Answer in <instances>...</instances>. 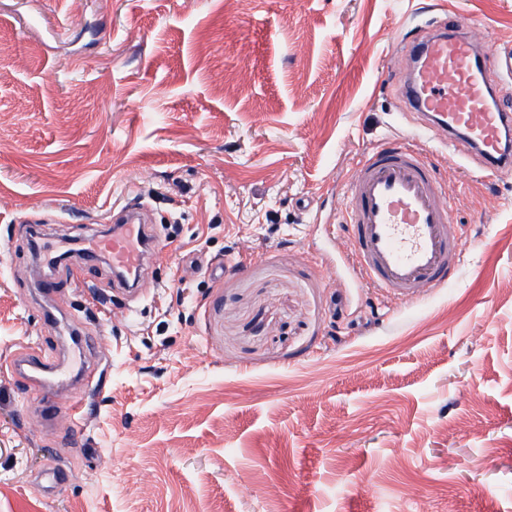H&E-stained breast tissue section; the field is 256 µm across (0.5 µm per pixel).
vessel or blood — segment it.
<instances>
[{
    "label": "vessel or blood",
    "mask_w": 512,
    "mask_h": 512,
    "mask_svg": "<svg viewBox=\"0 0 512 512\" xmlns=\"http://www.w3.org/2000/svg\"><path fill=\"white\" fill-rule=\"evenodd\" d=\"M481 39L478 27L462 36L452 25L416 38L407 48L412 73L405 93L415 111L447 129L449 147H464L486 174H511L504 133L512 129V113L501 105L505 90L493 81L507 61L477 52ZM345 212L356 272L383 293L413 300L419 289L443 287L459 264L462 241L419 144L368 151L349 183ZM145 231L138 207H127L124 224L111 237L93 241L88 254L109 256L113 268L139 273L144 254L131 241Z\"/></svg>",
    "instance_id": "b4317fda"
}]
</instances>
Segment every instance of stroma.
Listing matches in <instances>:
<instances>
[{
	"label": "stroma",
	"instance_id": "stroma-1",
	"mask_svg": "<svg viewBox=\"0 0 512 512\" xmlns=\"http://www.w3.org/2000/svg\"><path fill=\"white\" fill-rule=\"evenodd\" d=\"M451 17L512 57V0H0V361L82 345L59 389L92 407L0 372V512H512V174L402 94ZM410 139L463 250L405 301L332 227ZM131 201L138 296L105 260L37 272L31 228L80 247Z\"/></svg>",
	"mask_w": 512,
	"mask_h": 512
}]
</instances>
